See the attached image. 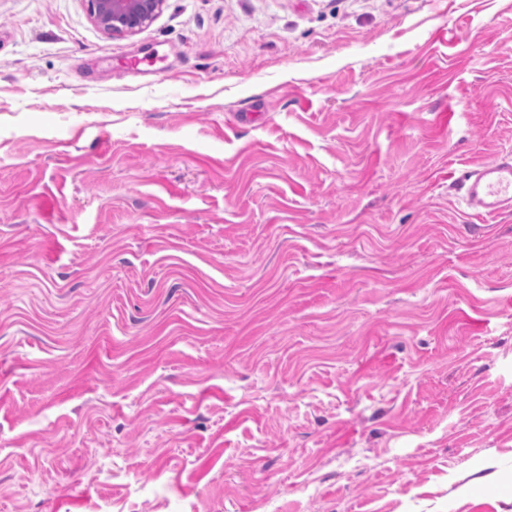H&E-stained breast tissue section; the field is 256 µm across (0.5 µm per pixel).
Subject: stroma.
<instances>
[{
	"label": "stroma",
	"mask_w": 512,
	"mask_h": 512,
	"mask_svg": "<svg viewBox=\"0 0 512 512\" xmlns=\"http://www.w3.org/2000/svg\"><path fill=\"white\" fill-rule=\"evenodd\" d=\"M506 152L512 0H0V512H512ZM94 21L109 34H134L160 12L165 0H87ZM461 192L465 207L476 215L497 216L512 211V154L482 162L449 186Z\"/></svg>",
	"instance_id": "35a3bbf8"
}]
</instances>
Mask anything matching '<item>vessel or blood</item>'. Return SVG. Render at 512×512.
<instances>
[{"instance_id": "obj_1", "label": "vessel or blood", "mask_w": 512, "mask_h": 512, "mask_svg": "<svg viewBox=\"0 0 512 512\" xmlns=\"http://www.w3.org/2000/svg\"><path fill=\"white\" fill-rule=\"evenodd\" d=\"M466 208L477 215L497 216L512 211V154L482 162L451 185Z\"/></svg>"}]
</instances>
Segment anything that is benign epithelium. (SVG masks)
<instances>
[{"label": "benign epithelium", "instance_id": "1", "mask_svg": "<svg viewBox=\"0 0 512 512\" xmlns=\"http://www.w3.org/2000/svg\"><path fill=\"white\" fill-rule=\"evenodd\" d=\"M94 21L112 35H130L149 24L165 0H87Z\"/></svg>", "mask_w": 512, "mask_h": 512}]
</instances>
